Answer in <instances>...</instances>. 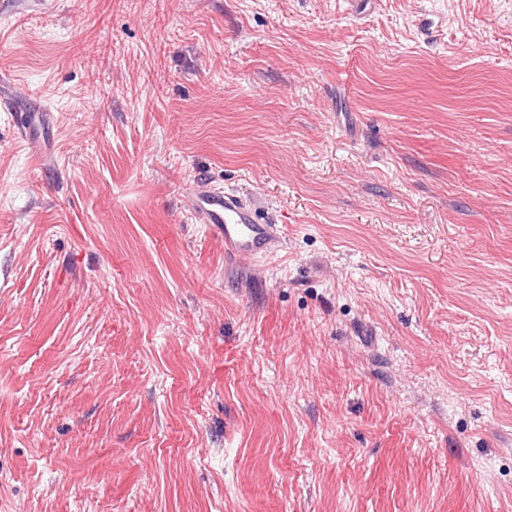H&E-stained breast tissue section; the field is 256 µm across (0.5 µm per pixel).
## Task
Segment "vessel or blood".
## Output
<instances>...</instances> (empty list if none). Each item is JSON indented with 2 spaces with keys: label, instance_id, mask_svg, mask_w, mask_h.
Listing matches in <instances>:
<instances>
[{
  "label": "vessel or blood",
  "instance_id": "b4317fda",
  "mask_svg": "<svg viewBox=\"0 0 512 512\" xmlns=\"http://www.w3.org/2000/svg\"><path fill=\"white\" fill-rule=\"evenodd\" d=\"M190 210L197 223L223 240L225 253L264 258L279 242L277 225L261 222L251 203L235 191L205 182L191 196Z\"/></svg>",
  "mask_w": 512,
  "mask_h": 512
}]
</instances>
